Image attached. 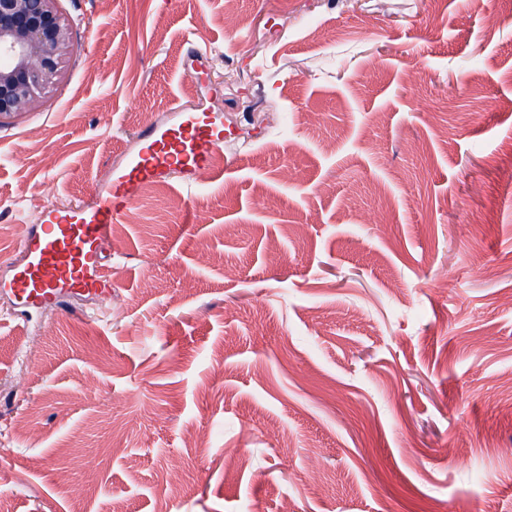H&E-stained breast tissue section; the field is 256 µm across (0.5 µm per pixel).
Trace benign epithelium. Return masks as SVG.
Returning a JSON list of instances; mask_svg holds the SVG:
<instances>
[{
	"label": "benign epithelium",
	"instance_id": "benign-epithelium-1",
	"mask_svg": "<svg viewBox=\"0 0 512 512\" xmlns=\"http://www.w3.org/2000/svg\"><path fill=\"white\" fill-rule=\"evenodd\" d=\"M58 0H0V125L36 108L62 78L74 20Z\"/></svg>",
	"mask_w": 512,
	"mask_h": 512
}]
</instances>
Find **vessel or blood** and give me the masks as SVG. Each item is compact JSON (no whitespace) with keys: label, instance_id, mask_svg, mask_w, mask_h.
Listing matches in <instances>:
<instances>
[{"label":"vessel or blood","instance_id":"vessel-or-blood-1","mask_svg":"<svg viewBox=\"0 0 512 512\" xmlns=\"http://www.w3.org/2000/svg\"><path fill=\"white\" fill-rule=\"evenodd\" d=\"M139 148L113 165L108 185L91 205H49L31 225L11 275L0 293L33 315L70 308L74 297H112V256L105 246L115 218L144 190L172 179L186 187L213 168L227 140L217 112L172 108L162 124L146 122L137 133Z\"/></svg>","mask_w":512,"mask_h":512}]
</instances>
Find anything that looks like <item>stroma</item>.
<instances>
[{
    "label": "stroma",
    "instance_id": "obj_1",
    "mask_svg": "<svg viewBox=\"0 0 512 512\" xmlns=\"http://www.w3.org/2000/svg\"><path fill=\"white\" fill-rule=\"evenodd\" d=\"M224 2L59 0L64 78L0 127V279L173 104L231 142L117 217L111 302L0 296V496L512 512V0Z\"/></svg>",
    "mask_w": 512,
    "mask_h": 512
}]
</instances>
